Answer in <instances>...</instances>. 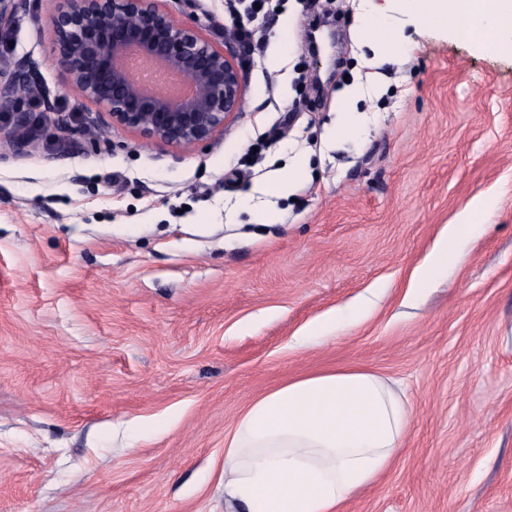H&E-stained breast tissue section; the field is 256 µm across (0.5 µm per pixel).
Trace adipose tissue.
Wrapping results in <instances>:
<instances>
[{
  "instance_id": "ef3b65f1",
  "label": "adipose tissue",
  "mask_w": 512,
  "mask_h": 512,
  "mask_svg": "<svg viewBox=\"0 0 512 512\" xmlns=\"http://www.w3.org/2000/svg\"><path fill=\"white\" fill-rule=\"evenodd\" d=\"M422 26H441L512 52V0H422ZM467 220L448 225L414 278L422 289L453 263ZM353 302L293 339L305 349L366 312ZM408 400L382 376L344 368L289 380L252 400L224 435V500L239 512H343L398 461L412 426Z\"/></svg>"
}]
</instances>
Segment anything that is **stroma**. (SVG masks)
Listing matches in <instances>:
<instances>
[{"mask_svg": "<svg viewBox=\"0 0 512 512\" xmlns=\"http://www.w3.org/2000/svg\"><path fill=\"white\" fill-rule=\"evenodd\" d=\"M163 6L223 47L228 0ZM56 7L27 0L0 53L31 55L60 111L97 117L54 60ZM269 8L211 139L112 127L0 153V512H225L237 415L347 366L387 378L414 420L346 512H512V55L422 26L414 0ZM466 214L479 235L413 291ZM363 295V320L293 349Z\"/></svg>", "mask_w": 512, "mask_h": 512, "instance_id": "stroma-1", "label": "stroma"}]
</instances>
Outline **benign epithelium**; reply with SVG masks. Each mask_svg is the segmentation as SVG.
<instances>
[{
    "label": "benign epithelium",
    "instance_id": "7a95c632",
    "mask_svg": "<svg viewBox=\"0 0 512 512\" xmlns=\"http://www.w3.org/2000/svg\"><path fill=\"white\" fill-rule=\"evenodd\" d=\"M160 0H59L49 19L54 58L70 87L106 114V124L156 143L189 147L210 139L239 111L244 70ZM25 0H0V40L13 29ZM29 56L0 55V144L24 154L35 137L26 106L42 95L44 117L84 140L101 122L64 115L35 81Z\"/></svg>",
    "mask_w": 512,
    "mask_h": 512
}]
</instances>
